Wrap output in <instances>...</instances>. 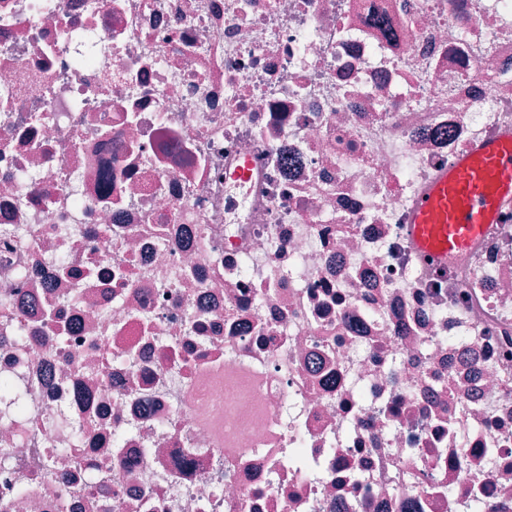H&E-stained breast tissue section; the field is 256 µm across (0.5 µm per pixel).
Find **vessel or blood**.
I'll return each instance as SVG.
<instances>
[{"mask_svg":"<svg viewBox=\"0 0 512 512\" xmlns=\"http://www.w3.org/2000/svg\"><path fill=\"white\" fill-rule=\"evenodd\" d=\"M512 203V134L481 141L441 168L413 206L404 230L438 262L470 248Z\"/></svg>","mask_w":512,"mask_h":512,"instance_id":"obj_1","label":"vessel or blood"}]
</instances>
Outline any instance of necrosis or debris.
<instances>
[{"mask_svg": "<svg viewBox=\"0 0 512 512\" xmlns=\"http://www.w3.org/2000/svg\"><path fill=\"white\" fill-rule=\"evenodd\" d=\"M512 0H0V512H512ZM512 203V134L458 154L426 186L404 230L414 248L438 262L470 248Z\"/></svg>", "mask_w": 512, "mask_h": 512, "instance_id": "necrosis-or-debris-1", "label": "necrosis or debris"}]
</instances>
